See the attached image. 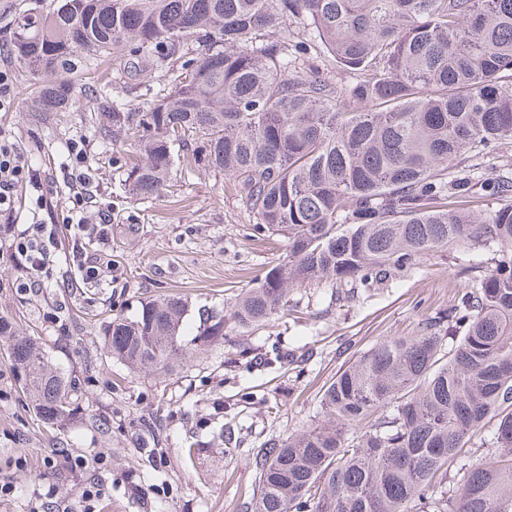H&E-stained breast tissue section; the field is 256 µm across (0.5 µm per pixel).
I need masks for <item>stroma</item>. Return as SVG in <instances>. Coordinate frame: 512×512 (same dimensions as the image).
I'll return each mask as SVG.
<instances>
[{
	"instance_id": "stroma-1",
	"label": "stroma",
	"mask_w": 512,
	"mask_h": 512,
	"mask_svg": "<svg viewBox=\"0 0 512 512\" xmlns=\"http://www.w3.org/2000/svg\"><path fill=\"white\" fill-rule=\"evenodd\" d=\"M1 68L11 74V101L0 108V135L41 181L19 185L12 232L0 236V316L75 380L78 409L64 423H46L0 338V483L13 487L0 497V512H248L256 449L320 422L322 390L338 370L446 313L465 284L462 269L493 255L463 245L434 253L347 302L326 284L298 288L287 310L268 321L230 323L223 340L192 346L206 315L229 314L237 296L283 260L286 238L256 232L233 180L209 170L174 176L160 195L130 197L112 166L111 143L98 138L84 109L82 86L69 111L34 112L23 67L10 56ZM97 73L111 81L113 97L141 107L165 86L161 73L130 68L119 56L100 58ZM74 140L84 145L92 180V198L79 207L66 178ZM102 215L110 238L87 242L85 251L111 261L112 273L87 284L71 254L70 224ZM35 219L55 225L60 247L41 291L29 293L18 286L10 243ZM168 294L189 304L185 359L156 373L105 353L113 318ZM76 456L88 467H68L66 458ZM89 486L96 495L87 503Z\"/></svg>"
}]
</instances>
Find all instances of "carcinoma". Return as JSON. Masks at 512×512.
Wrapping results in <instances>:
<instances>
[{"instance_id": "carcinoma-1", "label": "carcinoma", "mask_w": 512, "mask_h": 512, "mask_svg": "<svg viewBox=\"0 0 512 512\" xmlns=\"http://www.w3.org/2000/svg\"><path fill=\"white\" fill-rule=\"evenodd\" d=\"M10 45L39 84L35 112L66 111L71 75L119 48L164 72L146 108L89 82L85 107L101 139L133 148L112 159L130 196L164 191L181 151L183 169L231 178L255 228L288 240L236 298V325L270 319L304 285L329 283L339 302L455 244H499L447 317L365 352L324 389L321 423L256 451L252 509L512 512V175L484 185L503 204L481 217L458 167L512 140V0H58L17 14ZM187 312L175 294L143 301L112 320L106 349L166 372ZM225 320L206 317L195 341L224 338ZM5 336L41 418L72 416L74 382L0 318ZM490 425L496 460L475 465Z\"/></svg>"}]
</instances>
